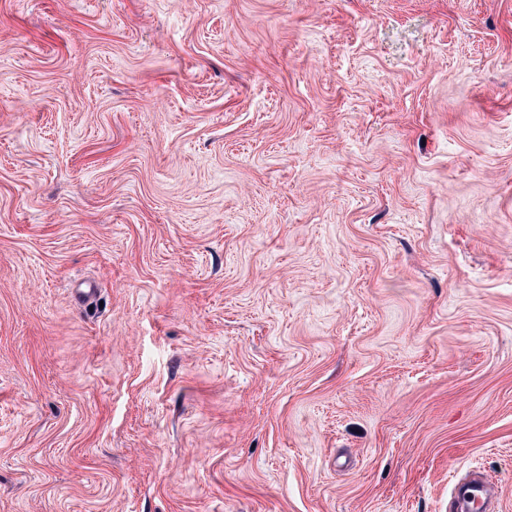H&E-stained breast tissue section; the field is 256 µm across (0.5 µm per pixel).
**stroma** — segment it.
<instances>
[{"label": "stroma", "mask_w": 512, "mask_h": 512, "mask_svg": "<svg viewBox=\"0 0 512 512\" xmlns=\"http://www.w3.org/2000/svg\"><path fill=\"white\" fill-rule=\"evenodd\" d=\"M475 473L512 512V0H0V512Z\"/></svg>", "instance_id": "stroma-1"}]
</instances>
